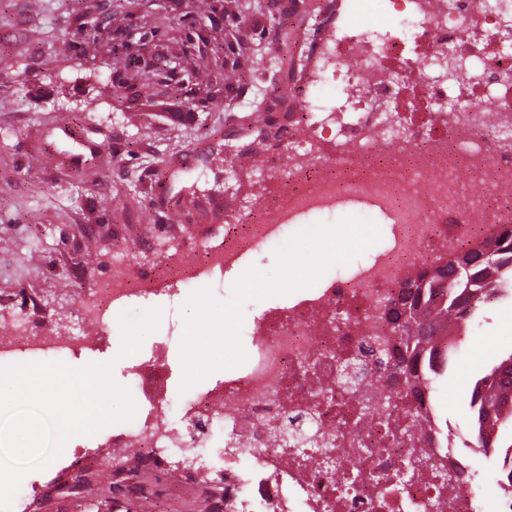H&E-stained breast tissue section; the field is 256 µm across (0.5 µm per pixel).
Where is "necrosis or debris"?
Segmentation results:
<instances>
[{"label": "necrosis or debris", "mask_w": 512, "mask_h": 512, "mask_svg": "<svg viewBox=\"0 0 512 512\" xmlns=\"http://www.w3.org/2000/svg\"><path fill=\"white\" fill-rule=\"evenodd\" d=\"M385 2L389 24L368 29L354 20L360 0H318L298 17L284 129L262 142L287 146L286 185L225 225L223 247L186 254L184 263L194 280L233 267L279 241L270 212L298 231L301 216L352 198L391 221L387 249L255 318L250 359L222 387L175 400L162 357L135 365L137 412L116 433L117 447L137 452L123 477L128 489L144 470L161 486L174 472L208 474L204 450L220 427L227 458L212 484L216 512H480L477 484L441 482L440 471L460 467L459 458L439 448L435 432L412 426L417 401L397 392L390 368L365 350L384 337L398 343L383 301L415 272L512 224V0ZM327 86L336 101L325 110L317 98ZM141 276L120 260L111 288L84 301L87 320L108 322ZM84 347V337L43 340L19 321L0 340V366L18 354L65 360ZM340 357L362 363L369 396L389 408L362 416L356 395L336 380ZM306 421L335 435L341 470H326L315 449L295 455L270 444L271 429ZM245 446L257 451L248 470L238 461ZM413 455L424 467L400 483Z\"/></svg>", "instance_id": "necrosis-or-debris-1"}]
</instances>
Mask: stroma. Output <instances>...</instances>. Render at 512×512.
<instances>
[{"label":"stroma","mask_w":512,"mask_h":512,"mask_svg":"<svg viewBox=\"0 0 512 512\" xmlns=\"http://www.w3.org/2000/svg\"><path fill=\"white\" fill-rule=\"evenodd\" d=\"M287 2L245 16L239 0H0V323L27 319L53 338L56 310L66 308L70 329L88 339L70 366L113 361L116 382L127 386L131 368L160 352L179 390L191 287L130 301L162 317L139 352L117 361V318L82 321L79 298L111 280L122 252L149 272L182 244L223 241L234 217L205 218L200 192L226 199L278 182L262 161L225 163L224 149L254 103L281 87L287 68L275 31L288 20ZM65 30L75 42L61 41ZM258 44L269 58L255 70L241 58ZM274 265L275 249L265 246L203 284L224 301L242 269ZM479 319L433 399L458 445L470 438L473 381L512 353V299L484 305ZM114 431L70 439L30 474L28 512H108L117 475L91 466L86 451L115 458ZM169 484L161 497L130 499L128 512H206L209 493L176 477Z\"/></svg>","instance_id":"obj_1"}]
</instances>
